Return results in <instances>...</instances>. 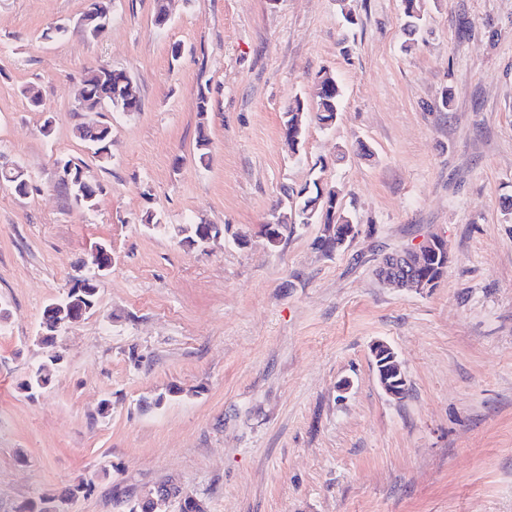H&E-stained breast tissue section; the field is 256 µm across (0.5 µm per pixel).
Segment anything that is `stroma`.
I'll use <instances>...</instances> for the list:
<instances>
[{"mask_svg":"<svg viewBox=\"0 0 512 512\" xmlns=\"http://www.w3.org/2000/svg\"><path fill=\"white\" fill-rule=\"evenodd\" d=\"M155 4L112 0L93 39L88 0H0V163L33 185H0V512L84 478L68 512H122L114 489L166 483L207 512H512V0H425L408 52L403 0H167L160 27ZM98 64L130 76L140 111H79ZM323 70L341 108L328 128L306 119L291 154L284 114L315 102ZM81 123L110 126L108 162ZM63 156L99 184L94 209L59 185ZM316 179L358 236L327 254L306 224L271 247L284 188ZM188 223L229 231L191 249L172 231ZM433 235L450 253L436 288L378 280L384 255ZM99 243L114 261L95 310L42 341ZM379 341L403 399L378 382ZM57 355L29 398L21 383ZM0 182L10 186L19 196H26L29 193V178L20 166L7 170L0 168Z\"/></svg>","mask_w":512,"mask_h":512,"instance_id":"35a3bbf8","label":"stroma"}]
</instances>
